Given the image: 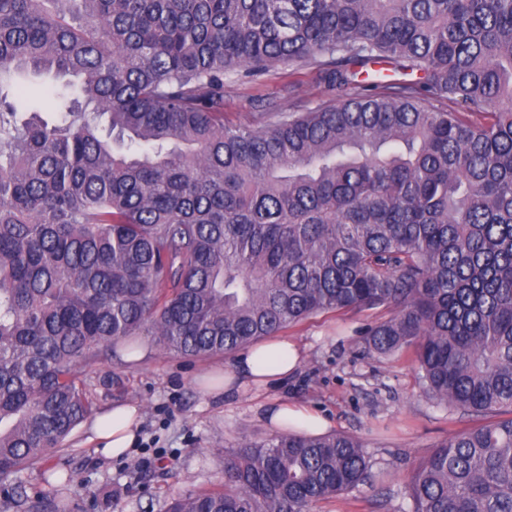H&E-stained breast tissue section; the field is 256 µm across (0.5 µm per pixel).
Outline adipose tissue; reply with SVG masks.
<instances>
[{
	"mask_svg": "<svg viewBox=\"0 0 512 512\" xmlns=\"http://www.w3.org/2000/svg\"><path fill=\"white\" fill-rule=\"evenodd\" d=\"M301 354L297 345L285 339L271 340L241 355L230 369L208 376L205 390L212 395L227 391L234 384H264L270 377L285 378L295 372ZM136 405H122L99 417L93 426V440L108 457H118L135 439Z\"/></svg>",
	"mask_w": 512,
	"mask_h": 512,
	"instance_id": "adipose-tissue-1",
	"label": "adipose tissue"
}]
</instances>
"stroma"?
Masks as SVG:
<instances>
[{
    "label": "stroma",
    "instance_id": "obj_1",
    "mask_svg": "<svg viewBox=\"0 0 512 512\" xmlns=\"http://www.w3.org/2000/svg\"><path fill=\"white\" fill-rule=\"evenodd\" d=\"M332 96L318 67L280 65L257 78H227L224 120L244 125L263 112H307ZM363 313L320 314L284 330L303 352L289 377L247 385L213 396L201 388L209 372L232 367L235 355L185 359L163 350L150 334L137 337L146 355L126 361L124 350L104 357L100 376L121 377L124 388L97 386L94 414L137 404L136 440L121 457L108 458L89 443V421L77 425L50 466L70 474L62 492L85 512H101L111 495V512H166L172 497L218 483L224 456L245 439L273 435L266 413L277 403L307 406L330 433L360 437L381 471L375 486L317 506L316 512H400L405 484L417 462L435 445L463 429L470 418L448 414L419 387L410 357L375 360L364 356Z\"/></svg>",
    "mask_w": 512,
    "mask_h": 512
}]
</instances>
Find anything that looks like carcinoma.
<instances>
[{"mask_svg":"<svg viewBox=\"0 0 512 512\" xmlns=\"http://www.w3.org/2000/svg\"><path fill=\"white\" fill-rule=\"evenodd\" d=\"M296 62L339 101L224 125L226 76ZM379 62L419 77L361 78ZM38 78L56 120L20 122ZM345 311L487 420L417 463L409 512H512V0H0V512H75L19 474L91 414L112 343L204 358ZM374 481L361 438L288 430L167 512Z\"/></svg>","mask_w":512,"mask_h":512,"instance_id":"obj_1","label":"carcinoma"}]
</instances>
